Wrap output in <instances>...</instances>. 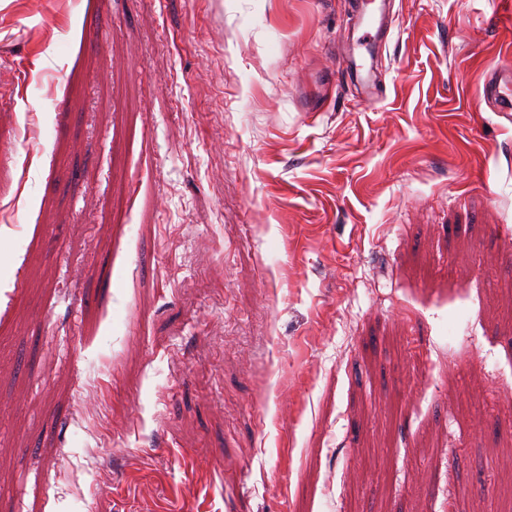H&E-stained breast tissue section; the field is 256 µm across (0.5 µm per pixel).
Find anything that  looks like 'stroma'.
Returning <instances> with one entry per match:
<instances>
[{
    "mask_svg": "<svg viewBox=\"0 0 512 512\" xmlns=\"http://www.w3.org/2000/svg\"><path fill=\"white\" fill-rule=\"evenodd\" d=\"M508 62L491 0H0V512H512ZM483 94L485 100L492 102L500 112H510L512 108L511 64L497 68L487 74Z\"/></svg>",
    "mask_w": 512,
    "mask_h": 512,
    "instance_id": "obj_1",
    "label": "stroma"
}]
</instances>
